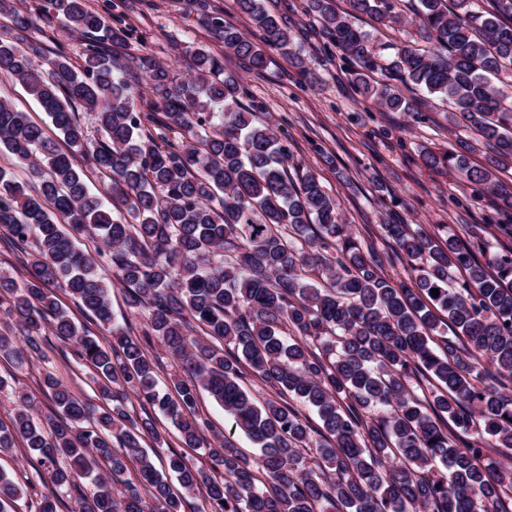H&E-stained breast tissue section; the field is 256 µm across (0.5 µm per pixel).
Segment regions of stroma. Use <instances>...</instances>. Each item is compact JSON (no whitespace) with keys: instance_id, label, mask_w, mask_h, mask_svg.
<instances>
[{"instance_id":"stroma-1","label":"stroma","mask_w":512,"mask_h":512,"mask_svg":"<svg viewBox=\"0 0 512 512\" xmlns=\"http://www.w3.org/2000/svg\"><path fill=\"white\" fill-rule=\"evenodd\" d=\"M127 17L139 33L129 52L147 47L179 75L186 72L192 50L210 42L190 0H147ZM302 50L309 68L304 75L278 55L259 73L245 71L230 54L224 57V67L242 75L248 99L262 103L259 119L287 130L294 162L313 171L340 200L357 237L379 231L381 224L398 217L437 235L446 226L461 233L466 224H482L492 248L512 246V236L491 225V210L457 174L431 173L420 166L421 149L447 148L454 136L464 133L463 128H449L446 102L433 100L420 121L378 111L371 99L351 88L337 61L327 60L309 42ZM326 152L335 156V166L323 163ZM48 372L83 400L101 404L91 373H71L56 351L19 367L0 360V375L33 394L42 416L52 408L49 396L38 387Z\"/></svg>"}]
</instances>
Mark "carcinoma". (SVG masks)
Masks as SVG:
<instances>
[{
    "instance_id": "carcinoma-1",
    "label": "carcinoma",
    "mask_w": 512,
    "mask_h": 512,
    "mask_svg": "<svg viewBox=\"0 0 512 512\" xmlns=\"http://www.w3.org/2000/svg\"><path fill=\"white\" fill-rule=\"evenodd\" d=\"M398 2L348 0L339 12L334 0H306L305 11L320 23L321 50L380 111L421 120L425 95L453 103L448 124L472 136L423 150L422 167L458 172L511 224L512 94L500 75L512 82V0H418L414 31L385 59L352 18L390 28L402 22ZM236 3L254 33L192 0L215 45L251 71L266 70L273 53L308 70L287 16L265 0ZM0 17L10 22L0 72L28 90L63 141L0 101V149L27 175L0 169V243L28 275L19 286L0 272V311L20 324L0 328V359L24 364L50 333L112 402L91 406L49 372L40 386L57 415L42 419L33 395L0 377L12 405L0 456L23 442L52 487L38 512H183L198 495L197 512H508L512 469L487 457L512 448V395L480 366L512 377V248L401 222L380 225L387 254L358 241L318 177L291 172L288 137L255 121L262 106L242 102L239 74L208 46L177 77L147 51L124 52L132 30L86 0H43L35 14L0 0ZM39 20L81 37L80 63L47 56L33 36ZM130 74L145 75L154 97L133 89ZM79 106L100 139L87 135ZM478 151L484 162L474 166ZM77 152L105 178L101 190H89ZM29 185L39 198L25 195ZM86 234L102 245L96 257L77 245ZM392 255L407 262L409 281L384 274ZM102 256L144 321L136 336L115 322ZM51 285L108 336L79 333ZM155 341L182 366L169 391L149 356ZM250 377L272 397L256 401ZM202 390L259 458L216 432L207 440ZM153 410L177 428L180 447L207 449V467L166 454L178 492L145 450L163 440ZM94 471L86 494L77 479ZM28 484L0 472V512Z\"/></svg>"
}]
</instances>
